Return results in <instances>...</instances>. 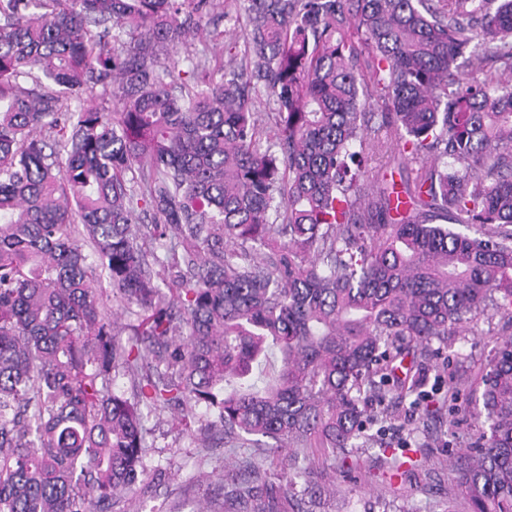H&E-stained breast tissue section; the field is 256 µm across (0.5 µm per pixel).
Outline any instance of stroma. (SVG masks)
<instances>
[{"label": "stroma", "mask_w": 512, "mask_h": 512, "mask_svg": "<svg viewBox=\"0 0 512 512\" xmlns=\"http://www.w3.org/2000/svg\"><path fill=\"white\" fill-rule=\"evenodd\" d=\"M247 30L242 0H231L215 8L185 44L159 47L157 59L188 71L194 51L224 44ZM511 336L507 317L477 315L466 335L449 337L447 369L431 364L420 369L418 389L428 393L426 403H419L417 394L404 400L391 394L367 400L370 421L354 447L301 461L290 474L289 498L308 499L310 512H471L459 486L457 461L482 420L475 409L463 406L452 415L441 403L452 386L459 399H466L499 343ZM178 416L177 410L167 409L145 418V480L150 488L131 495L126 512H199L203 507L220 512L236 463L251 456V449L215 436L205 444L190 439L181 433ZM387 448L407 450L415 468L392 475L383 454ZM346 469L351 472L347 479L341 476ZM331 478L335 493L309 499L310 487Z\"/></svg>", "instance_id": "1"}]
</instances>
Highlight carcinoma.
<instances>
[{
    "label": "carcinoma",
    "instance_id": "cac0c4a2",
    "mask_svg": "<svg viewBox=\"0 0 512 512\" xmlns=\"http://www.w3.org/2000/svg\"><path fill=\"white\" fill-rule=\"evenodd\" d=\"M248 3L244 53L224 44L200 88L154 49L221 0H0V512H114L143 483L144 408L291 448L286 479L476 314L512 319V0ZM101 272L138 308L124 341ZM475 393L488 430L459 485L512 512V337ZM239 472L224 512H308L254 457Z\"/></svg>",
    "mask_w": 512,
    "mask_h": 512
}]
</instances>
